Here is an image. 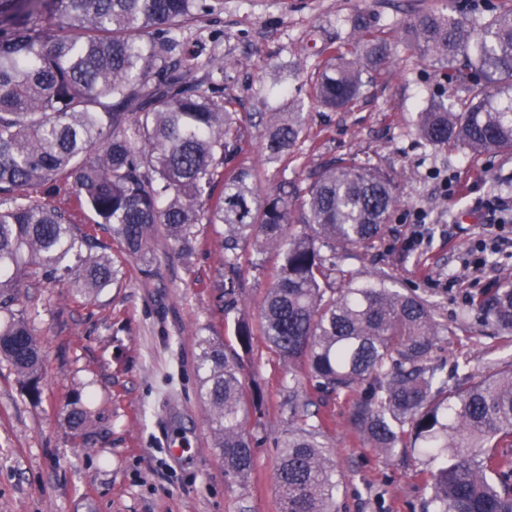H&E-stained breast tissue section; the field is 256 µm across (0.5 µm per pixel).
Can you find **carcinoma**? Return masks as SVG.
Listing matches in <instances>:
<instances>
[{
  "label": "carcinoma",
  "instance_id": "carcinoma-1",
  "mask_svg": "<svg viewBox=\"0 0 512 512\" xmlns=\"http://www.w3.org/2000/svg\"><path fill=\"white\" fill-rule=\"evenodd\" d=\"M209 0H0V356L39 393L40 345L33 312L17 293L44 278L93 295L123 268L99 240L33 194L72 186L121 253L152 273L164 235L181 256L197 249L195 227L223 229L224 313L243 288L242 253L253 271L264 255L279 263L260 305L269 349L301 365L322 393L350 392L349 422L383 454L413 448L437 463L424 473L422 512H512V368L476 381L433 358L448 327L433 304L394 288L383 268L362 277L336 271V248L352 252L381 239L399 203L393 177L349 159L332 160L305 187L284 180L262 195L257 175L237 163L242 139L224 102V58L202 60L178 33ZM364 58L386 63V39L355 24ZM410 43L447 64L463 108L433 101L417 130L429 144L462 143L478 154L512 151V9L489 4L461 21L424 12L407 26ZM205 71L199 78L196 73ZM362 72L331 52L315 98L342 109L361 93ZM269 159L288 161L304 130L301 112L261 116ZM481 325L512 338V280L469 301ZM251 322L235 320L249 351ZM199 385L224 476L242 483L253 468L245 417L259 396L247 389L237 351L199 342ZM288 372L296 424L277 441L275 481L282 512H336L340 478L317 416ZM66 418L84 434L79 401Z\"/></svg>",
  "mask_w": 512,
  "mask_h": 512
}]
</instances>
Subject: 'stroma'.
I'll list each match as a JSON object with an SVG mask.
<instances>
[{
    "instance_id": "stroma-1",
    "label": "stroma",
    "mask_w": 512,
    "mask_h": 512,
    "mask_svg": "<svg viewBox=\"0 0 512 512\" xmlns=\"http://www.w3.org/2000/svg\"><path fill=\"white\" fill-rule=\"evenodd\" d=\"M461 0H222L188 24L191 47L223 56L224 94L234 98L245 140L241 164L260 175L261 192L282 179L306 185L332 157H351L390 173L401 205L381 242L364 259L337 253V268L384 266L397 287L414 288L435 306L448 336L434 349L448 365L475 375L512 366V343L493 338L476 318L462 319L470 295L512 275V212L481 217L489 202L512 201V152L479 155L464 145L426 144L418 114L439 90L447 104L460 93L444 67L423 56L405 26L424 11L447 12ZM383 31L385 69L364 68L359 99L325 108L311 86L327 46L361 56L356 20ZM301 101L307 127L288 168L269 161L261 112L291 111ZM188 259L165 239L155 245L151 275L129 263L122 282L86 298L62 281L21 289L43 364L39 399L0 358V512H279L276 441L288 429L284 369L262 335L242 356L246 384L261 396L250 409L254 467L244 484L228 482L212 446L198 395L200 338L234 342L235 317L219 301L224 249L213 226L196 227ZM311 412L326 422L331 461L343 477L338 512H412L427 498L418 476L426 457L412 449L388 457L370 448L349 423L350 398L305 387ZM80 400L90 416L86 445L65 418Z\"/></svg>"
}]
</instances>
